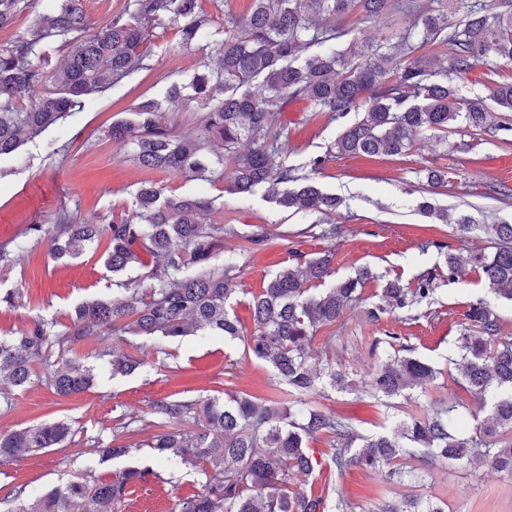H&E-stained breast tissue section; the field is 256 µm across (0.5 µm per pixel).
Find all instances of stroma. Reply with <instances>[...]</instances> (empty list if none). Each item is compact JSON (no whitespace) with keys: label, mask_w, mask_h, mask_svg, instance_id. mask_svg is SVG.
I'll return each instance as SVG.
<instances>
[{"label":"stroma","mask_w":512,"mask_h":512,"mask_svg":"<svg viewBox=\"0 0 512 512\" xmlns=\"http://www.w3.org/2000/svg\"><path fill=\"white\" fill-rule=\"evenodd\" d=\"M178 42L174 25L156 29L150 40V69L106 84L103 91L86 97L82 109L26 141L18 154L0 158V246L11 257L8 264L0 263V291L22 293L19 304H0V336L39 318L65 329L75 306L111 298L112 274L104 266L102 248L92 246L78 258L57 262L50 255L49 238L28 236L26 229L32 224L53 226L63 209L84 221L128 214L140 182L149 175L130 159L128 148L112 142L106 132L113 122L129 118L141 101L164 99L170 83L189 78L196 56L178 50ZM278 121L288 133L284 147L289 162L296 164L313 154L325 156L314 181L323 192L344 200L333 218L336 237L321 236L312 217L276 206L263 190L244 200L223 194L231 174L227 166L208 177L180 172L149 176L168 196L222 198L224 209L213 219L226 229L220 260L236 267L239 291L233 303L244 331L253 329L251 297L261 292L272 274L294 264L299 254L334 249L338 280L361 266L406 285L416 284L430 272L437 276L435 302L413 320L392 315L369 320L364 306L379 300L383 283L376 279L365 284L362 303L348 308L336 325L337 367L345 376V386L318 391L309 400L313 407L350 418L356 431L371 436L398 420L423 416L433 403L466 398L464 388L449 375L448 355L468 303L486 297L487 284L477 271L463 281H449L443 256L437 249H422L421 244L432 238L456 252L484 248L489 244L487 235L477 232L464 241L454 235L453 224L464 215L478 224L512 222V197L503 201L490 190L494 184L512 189V131L479 138L460 126L444 140L417 138L415 148L403 156H340L330 151L342 129L340 122L316 111L308 101L289 103ZM429 168L448 171L447 185L431 194L424 191ZM424 198L445 211L446 221L419 211ZM256 225L267 228L271 236L266 246L252 249L243 235ZM19 242L24 245L20 251L15 248ZM388 332L406 337L414 357L442 369L425 395L378 400L369 393L366 381L379 358L373 344ZM112 348L141 358L142 368L127 377L113 376L102 356ZM74 353L98 369L93 387L85 392L60 397L39 376L22 388L0 382V389L9 393L8 399L0 398V434L53 420L71 428L60 447L0 465V512H6V498L18 487L41 492L76 477L108 480L128 467H148L155 476L128 487L122 512H170L177 498L216 480L217 470L203 461L170 468L143 445L153 427L123 435L120 423L145 415L152 401L172 395L273 394L269 366L243 356L240 341L218 335L169 343L163 355L155 354L148 340L131 346L117 338L85 340ZM230 360L237 368L228 375L224 366ZM117 434L123 442L138 443V451L130 457L103 458L96 444L111 443ZM307 446L323 464L311 476L314 484L331 483L337 494L360 504L363 512H379L385 502L405 496L442 500L446 512H512V478L479 462L441 460L430 466L415 459L408 462L406 476L389 482L378 470L351 467L340 472L328 467L332 446L328 436H316Z\"/></svg>","instance_id":"obj_1"}]
</instances>
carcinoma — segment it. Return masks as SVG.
I'll return each mask as SVG.
<instances>
[{
    "label": "carcinoma",
    "mask_w": 512,
    "mask_h": 512,
    "mask_svg": "<svg viewBox=\"0 0 512 512\" xmlns=\"http://www.w3.org/2000/svg\"><path fill=\"white\" fill-rule=\"evenodd\" d=\"M392 0H249L247 14L224 13L223 25L200 0H131L106 26L97 28L83 0H57L24 34L0 47V156L15 153L28 139L82 106L84 97L107 80L120 81L147 68L149 32L171 22L180 45L203 54L189 81L168 88L165 102L194 103L204 112L201 138H186L161 120L162 102L148 100L133 110L134 119L108 130L114 142L132 146L133 160L147 172L177 171L199 175L228 159L234 177L225 192L245 197L262 189L267 199L295 213L330 217L341 199L323 192L311 174L325 158L309 159L307 167L288 163L280 143L278 114L297 98L308 100L340 121L351 112L361 119L343 126L334 148L342 155H402L416 134L445 137L459 121L477 136L512 130V83L495 80L489 70L486 96L462 97L454 79L494 57L512 64V0H456L459 21L448 10L423 13L391 36L371 37L350 52L336 42L369 18L388 13ZM27 0H0V29L15 23ZM330 24L325 25L323 21ZM59 38L68 50L58 70L48 69L41 44ZM250 150L239 155L237 145ZM283 155V161L274 158ZM215 200L162 196L147 178L140 182L132 212L96 223L79 222L68 213L47 228L28 231L52 235L57 261L79 257L88 246L107 243L105 267L120 275L136 267L149 269L153 284L146 292L115 281V295L77 306L64 331L45 319L33 321L17 335L0 337V380L23 387L39 363L54 391L68 397L89 389L95 367L69 356L82 341L111 337L153 340L156 354L167 343L201 330L240 339L244 352L266 362L274 384L298 394L279 409L270 400L247 393L220 399L161 398L150 405L154 433L142 446L166 464L178 467L204 461L222 469V478L201 491L176 500L172 512H327L333 492L325 485L299 488L297 476L316 465L306 452L307 440L318 434L333 438L331 460L336 470L351 466L389 467L399 478L398 462L419 457L484 459L512 477V339L500 335L497 313L479 299L468 304L465 322L451 360L460 384L477 410L487 416L469 435L459 430L463 401L442 402L423 417L398 421L386 433L358 434L350 420L310 406L304 397L327 386L339 388L335 368L336 337H327L316 358L309 344L316 332L333 327L349 304L360 298L365 283L381 279L370 267L357 268L344 279L333 275L336 252L299 255L296 264L276 272L252 298L253 330L242 334L232 306L235 266L216 264L224 252V225L212 222ZM491 236L492 251H444L448 280L482 273L489 289L512 301V224L480 226L463 219L453 227L461 239L477 230ZM435 276H422L410 288L388 279L380 301L368 308L375 322L397 310L412 312L433 303ZM320 290L313 291V288ZM385 359L372 372L374 394L391 399L413 396L435 382L441 371L411 356L401 336H385ZM112 375H128L142 361L112 353ZM70 434L54 421L0 435V465L53 448ZM152 471L129 468L108 481L70 480L37 495L21 487L7 512H119L129 484L144 481ZM381 512H446L429 498L383 504Z\"/></svg>",
    "instance_id": "1"
}]
</instances>
